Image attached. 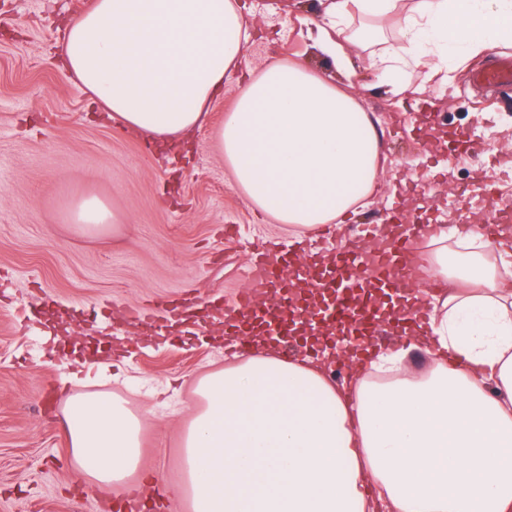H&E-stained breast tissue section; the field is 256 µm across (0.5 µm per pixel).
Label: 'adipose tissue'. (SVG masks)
I'll list each match as a JSON object with an SVG mask.
<instances>
[{"instance_id": "obj_1", "label": "adipose tissue", "mask_w": 512, "mask_h": 512, "mask_svg": "<svg viewBox=\"0 0 512 512\" xmlns=\"http://www.w3.org/2000/svg\"><path fill=\"white\" fill-rule=\"evenodd\" d=\"M244 0H96L66 29L61 57L108 118L164 147L190 136L240 67L251 33ZM393 19L407 54L370 66L394 93L449 52L512 40V0H332L308 18L336 68L348 46ZM218 142L235 185L264 215L296 228L347 223L377 185L381 143L351 96L298 61L242 76ZM422 249L429 310L402 347L362 361L351 343L322 355L255 337L251 354L195 383L172 481L190 512H512V227L494 242L467 229ZM426 370L406 366L411 352ZM345 375L332 383L334 363ZM75 472L130 491L141 422L123 400L76 395L66 408Z\"/></svg>"}]
</instances>
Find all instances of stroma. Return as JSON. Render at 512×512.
Listing matches in <instances>:
<instances>
[{
  "mask_svg": "<svg viewBox=\"0 0 512 512\" xmlns=\"http://www.w3.org/2000/svg\"><path fill=\"white\" fill-rule=\"evenodd\" d=\"M95 0H0V512H107L114 490L78 477L70 466L64 407L75 387L62 378L77 362L122 337L129 348L117 377L88 382L84 393H107L140 414L142 467L172 479L179 444L197 404L194 382L232 357L213 322L171 343L129 311L194 301L223 307L245 289L260 250L328 253L343 231H295L255 213L234 184L216 132L240 91L224 79L218 99L189 147L156 148L107 119L102 107L62 67L65 24ZM253 34L246 63L261 71L273 60L298 59L343 86L382 138L379 187L357 215L381 222L401 206L413 216L429 208L431 223L455 226L447 199L472 193L482 152L448 161L418 133L437 99L438 133L494 125L512 172V88L470 84L469 71L512 54V43L482 55L449 57L450 86L431 77L423 92L393 95L368 58L402 43L348 50L339 70L306 35L301 19L313 0H247ZM103 199L115 216L100 233L66 218L77 197Z\"/></svg>",
  "mask_w": 512,
  "mask_h": 512,
  "instance_id": "35a3bbf8",
  "label": "stroma"
}]
</instances>
